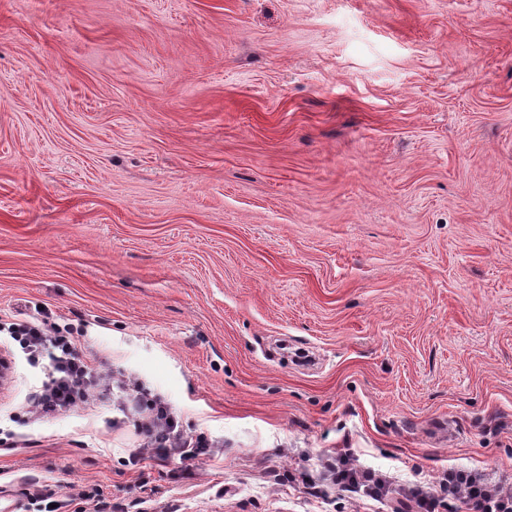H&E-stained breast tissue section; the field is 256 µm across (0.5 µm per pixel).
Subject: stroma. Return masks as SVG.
Segmentation results:
<instances>
[{"instance_id": "35a3bbf8", "label": "stroma", "mask_w": 512, "mask_h": 512, "mask_svg": "<svg viewBox=\"0 0 512 512\" xmlns=\"http://www.w3.org/2000/svg\"><path fill=\"white\" fill-rule=\"evenodd\" d=\"M0 504L465 512L512 493V0H0ZM199 459L154 458L127 392ZM379 476L341 491L325 459ZM37 319L22 320L10 327L11 337L35 361L48 358L51 384L35 398L36 412L40 416L55 414L84 402L90 389L97 385L91 366L76 352L72 338L50 335ZM448 495L464 496L467 508L473 512H511L512 496L489 489L479 479L465 470H449Z\"/></svg>"}]
</instances>
